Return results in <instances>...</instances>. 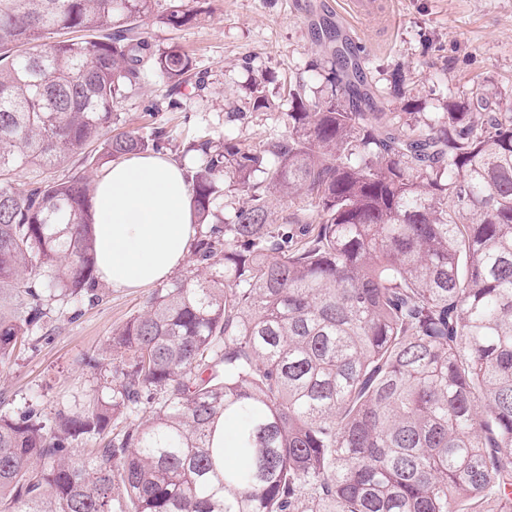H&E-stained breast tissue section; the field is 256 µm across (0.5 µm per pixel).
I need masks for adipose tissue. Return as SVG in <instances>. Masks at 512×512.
<instances>
[{
  "mask_svg": "<svg viewBox=\"0 0 512 512\" xmlns=\"http://www.w3.org/2000/svg\"><path fill=\"white\" fill-rule=\"evenodd\" d=\"M98 274L135 290L164 280L186 259L196 229L179 162L140 155L113 163L93 195Z\"/></svg>",
  "mask_w": 512,
  "mask_h": 512,
  "instance_id": "obj_1",
  "label": "adipose tissue"
}]
</instances>
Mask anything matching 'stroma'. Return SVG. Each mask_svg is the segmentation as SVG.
<instances>
[{
    "instance_id": "35a3bbf8",
    "label": "stroma",
    "mask_w": 512,
    "mask_h": 512,
    "mask_svg": "<svg viewBox=\"0 0 512 512\" xmlns=\"http://www.w3.org/2000/svg\"><path fill=\"white\" fill-rule=\"evenodd\" d=\"M332 0H209L208 12L186 27L171 30L149 25L147 37L157 47L175 42L193 57L206 87L185 86L170 106L169 85L149 74L142 88L116 108L120 123L148 135L167 131V154L179 158L177 143L207 133L217 139L266 142L284 134L288 111L284 84L300 81L318 87L313 68L323 48L316 36L324 25L337 26ZM390 10L362 21L353 40L369 83L393 101L389 75L402 68L406 95L425 115L443 111L471 80L499 88L512 98V0H388ZM266 79L274 108L257 113L250 104L254 81ZM101 301L71 319L54 309L42 330L0 364V410L29 405L50 410L75 403L93 387L92 373L80 366L108 346L113 329L140 312L150 289L115 291L101 286Z\"/></svg>"
}]
</instances>
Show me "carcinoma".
I'll return each mask as SVG.
<instances>
[{"instance_id": "carcinoma-1", "label": "carcinoma", "mask_w": 512, "mask_h": 512, "mask_svg": "<svg viewBox=\"0 0 512 512\" xmlns=\"http://www.w3.org/2000/svg\"><path fill=\"white\" fill-rule=\"evenodd\" d=\"M158 2L0 0V362L99 299L94 187L47 172L167 146L115 113L144 65L193 70L145 26L204 0ZM326 38L286 134L183 147L192 265L81 360L91 398L0 412V512H512V102L394 112Z\"/></svg>"}]
</instances>
